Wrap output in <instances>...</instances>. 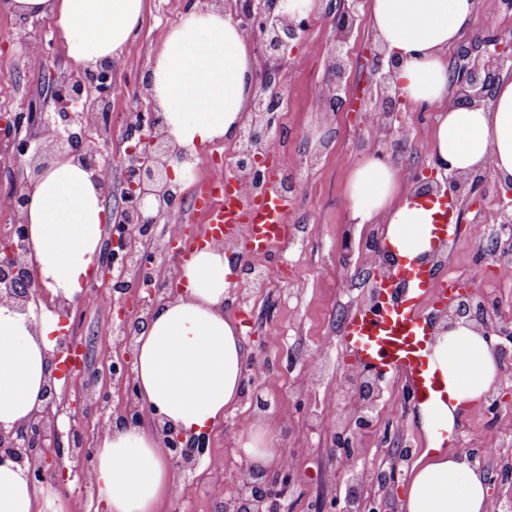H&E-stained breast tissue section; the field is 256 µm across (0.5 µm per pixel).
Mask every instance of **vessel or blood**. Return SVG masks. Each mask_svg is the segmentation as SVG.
Returning a JSON list of instances; mask_svg holds the SVG:
<instances>
[{
    "label": "vessel or blood",
    "instance_id": "obj_1",
    "mask_svg": "<svg viewBox=\"0 0 512 512\" xmlns=\"http://www.w3.org/2000/svg\"><path fill=\"white\" fill-rule=\"evenodd\" d=\"M194 206L205 229L177 235V253L183 257L208 244H223L238 233L245 236L247 255L263 256L284 244L293 230L288 222L292 202L280 192L274 178L269 181L268 191L259 197L249 195L231 178H212L201 185ZM456 213L453 198H442L440 220L435 226L440 238L456 236ZM376 291L373 306L354 311L345 321L344 348L359 364L405 378L415 403L436 402L444 391L429 367L434 338L419 306L427 298L447 300L456 291L454 283L438 282L423 265L402 262L391 279L377 283Z\"/></svg>",
    "mask_w": 512,
    "mask_h": 512
}]
</instances>
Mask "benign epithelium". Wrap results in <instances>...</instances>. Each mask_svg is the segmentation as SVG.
I'll list each match as a JSON object with an SVG mask.
<instances>
[{"label":"benign epithelium","instance_id":"7a95c632","mask_svg":"<svg viewBox=\"0 0 512 512\" xmlns=\"http://www.w3.org/2000/svg\"><path fill=\"white\" fill-rule=\"evenodd\" d=\"M285 0H236L234 21L245 34L260 38V54L268 60L278 61L309 27L311 15L283 12ZM365 0H338L328 15L336 27V46L331 52L327 79L322 86L319 101L323 109H341L346 99V53L345 46L352 34ZM399 61L385 50L372 57L374 94L385 115L399 111L403 104L398 90L393 85ZM512 69V39L496 35L475 40L460 46L456 65L452 71L453 83L465 102L481 105L492 97L496 77L504 69ZM112 83V62L105 61L93 71H78L51 85L50 98L55 112L48 113L37 103H32L24 112H16L0 122V139L9 142L13 163L35 160L42 156L43 147L34 144L36 134L47 133L49 142L60 146V154L75 156L96 175L108 181L110 170L99 165L86 145L85 128L89 122L84 98L90 90L98 94V101H107ZM281 94L278 74L270 69L261 80L260 89L253 96L251 117L245 124L238 142L235 171L237 179L246 188L265 187L268 184L267 160L274 148V109L264 107L266 98ZM27 134H22V131ZM131 142L126 149L122 181L121 206L115 209L113 224L104 241L101 285L108 291L110 305L116 311L119 328L126 334L124 344L133 349L140 323L152 310L154 300L143 299L137 304L138 314L128 309L126 295L138 290L140 276L156 267L157 256L171 250V242H160L151 248L135 249L131 240L133 231L146 233L158 222V218L169 213L181 200L179 186L172 184V164L188 161L183 150L173 144L165 130L162 113L155 106L147 112L135 114L126 133ZM415 188L420 194L430 195L441 190L463 202L474 203L481 196L484 185L483 172L450 174L436 177V169L423 178L413 176ZM25 180L16 188L12 206L16 214L9 240L0 245V302H11L22 312H28L30 302L43 296L44 287L36 268L28 262L30 239L28 224L22 218V209L28 196ZM365 245L374 247L377 257V275H384L392 264V258L380 247L378 240H367ZM245 287H266L264 274L245 261L242 264ZM454 324L458 321L473 322L483 329L487 341L497 337L493 346L500 352L507 351L512 342V325L487 313L477 303L476 293L466 291L448 299L443 308L434 313V322ZM70 356L71 375L83 372L82 351L75 343L60 341V350L55 352V361L63 355ZM104 367L114 379L125 385L126 407L117 417L123 427L137 425L143 420L132 362L129 358L110 357L104 359ZM253 362L246 365L244 389L251 392V400L263 392L259 376L252 373ZM340 391L346 400L348 412L334 425V446L346 458L357 452L356 438L373 427L374 411L381 394L380 378L356 368H348L339 379ZM43 411L31 419L14 425L6 431L0 426V463L7 460L28 467L27 477L33 484L48 480L65 482L66 468L63 464L64 446L59 439L46 443L47 431L56 430L57 418L62 410L57 408L56 390L49 387L45 392ZM169 460L180 468L195 466L205 452L208 435L186 436L168 423L153 420ZM411 449L401 448L387 470L376 475L377 484L386 489L395 486L399 466L408 461ZM290 466L282 464L277 473L270 475L262 469H253L242 477L237 496L224 501L223 512H282L283 501L290 488ZM325 512H383L377 499L363 497L356 478L350 479L344 499L334 496L324 501Z\"/></svg>","mask_w":512,"mask_h":512}]
</instances>
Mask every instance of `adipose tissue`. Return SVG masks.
I'll return each instance as SVG.
<instances>
[{
	"label": "adipose tissue",
	"mask_w": 512,
	"mask_h": 512,
	"mask_svg": "<svg viewBox=\"0 0 512 512\" xmlns=\"http://www.w3.org/2000/svg\"><path fill=\"white\" fill-rule=\"evenodd\" d=\"M479 0H369L371 26L400 67L394 82L409 103L439 108L430 144L433 167L469 172L491 168L512 181V76L501 75L486 106L452 102L445 50L467 31ZM23 17L51 16L68 57L96 69L128 50L143 0H11ZM142 82L164 116L166 131L189 157L215 142L237 140L254 93L247 36L223 9L186 8L166 34ZM352 217L381 221L387 243L416 259L436 249L438 206L402 188L397 167L365 157L351 172ZM23 219L28 259L52 297L74 300L98 268L105 226L112 219L94 171L74 157L56 159L28 190ZM236 260L223 247L196 250L179 270L180 290L156 305L142 325L133 372L144 408L186 433L211 430L242 395L248 351L225 304L235 285ZM60 317L23 313L0 302V425L27 421L43 404L57 368ZM431 367L446 399L417 407L427 446L410 469L400 512H488V482L467 453L448 448L463 412L478 405L501 375L497 358L474 324L437 329ZM94 482L106 512H158L176 485L154 431L113 427L94 452ZM0 512H65L57 487L31 484L20 465L0 464Z\"/></svg>",
	"instance_id": "1"
}]
</instances>
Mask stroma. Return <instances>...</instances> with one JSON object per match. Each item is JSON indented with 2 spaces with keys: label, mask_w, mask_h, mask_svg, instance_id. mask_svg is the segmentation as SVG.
I'll use <instances>...</instances> for the list:
<instances>
[{
  "label": "stroma",
  "mask_w": 512,
  "mask_h": 512,
  "mask_svg": "<svg viewBox=\"0 0 512 512\" xmlns=\"http://www.w3.org/2000/svg\"><path fill=\"white\" fill-rule=\"evenodd\" d=\"M188 0H144L140 26L127 54L116 60L108 114H101L96 97H89L90 145L97 160L112 174L108 207L121 200L122 167L127 143L125 132L132 113L150 104L142 95L141 77L168 30L179 20ZM336 30L325 12H317L292 54L277 64L286 107L277 119L275 137L284 147V170L296 189L289 221L307 223L308 233L293 234L272 257L253 259L259 269L280 267V276L247 298L234 301L227 313L237 317L247 311L251 322L243 337L256 370L264 374L268 411L242 397L211 432L204 458L192 469H177L176 488L160 512H220L226 498L237 492L238 481L249 470L241 446L244 427L257 423L272 435L275 447L292 470L285 512H315L322 498L344 489L353 476H362L366 494L375 495L379 470L389 468L398 446L420 455L425 436L415 418V405L406 398L404 380L385 377L372 429L357 437L359 448L352 460L336 453L330 427L342 409L339 379L352 359L341 343L345 319L371 302L375 281L373 258L368 251L344 256L346 236L362 240L377 224L355 223L347 196V180L354 166L371 155L386 121L371 100V56L379 45L368 14H361L347 44V104L331 112L323 110L319 93L324 83ZM54 24L47 17L20 18L0 6V117L24 111L30 98L48 99L51 81L74 72V64L56 43ZM54 43V54L44 68L31 66L38 48ZM402 132V147L392 158L404 186H411L416 170L430 167L429 154L436 113L413 104L402 105L391 121ZM235 143L219 142L204 149L193 162V173L182 191L179 212L168 214L155 225L161 240L174 238L180 229V212L191 209L201 182L211 175L228 173L235 161ZM508 198L504 185L490 179L479 203L459 206V233L450 240L445 263L438 275L456 280L458 288L492 294L501 317H512V276L496 260V237L477 238L473 224L495 225ZM114 313L100 305L92 291L71 306L61 323V337L75 338L86 356L90 372L105 384L102 352L114 346ZM272 373H265L266 363ZM497 409L482 403L461 418L451 447L465 451L485 449L474 463L489 475L490 500H512V480L497 475L504 464L512 465V376L503 377L494 392ZM124 399L113 393L110 407L87 405L76 421L82 452L70 457L69 481L60 492L70 512H104L95 494L91 453L107 429L112 428Z\"/></svg>",
  "instance_id": "35a3bbf8"
}]
</instances>
